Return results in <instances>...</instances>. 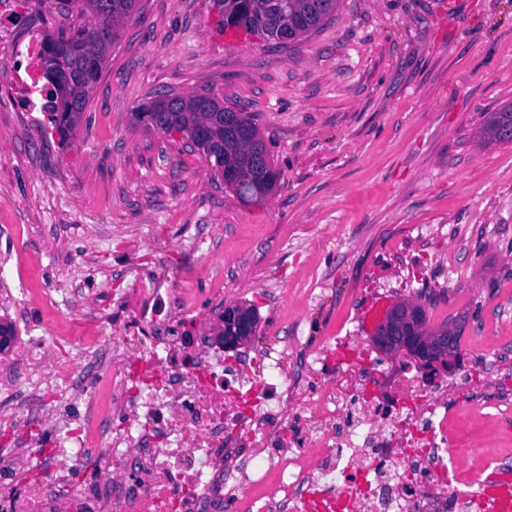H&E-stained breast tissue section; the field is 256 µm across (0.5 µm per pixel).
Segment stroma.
Returning a JSON list of instances; mask_svg holds the SVG:
<instances>
[{
  "instance_id": "stroma-1",
  "label": "stroma",
  "mask_w": 512,
  "mask_h": 512,
  "mask_svg": "<svg viewBox=\"0 0 512 512\" xmlns=\"http://www.w3.org/2000/svg\"><path fill=\"white\" fill-rule=\"evenodd\" d=\"M213 0H136L68 139L28 86L38 59L0 64V465L53 445L5 413L34 400L30 345L62 363L116 316L113 295L156 280L188 294L203 332L225 304L261 336L323 350L360 315L414 302L429 330L461 322L512 343V142L486 144L512 104V0H339L282 45L218 28ZM65 18L24 0L0 27L40 43ZM213 95L251 113L280 173L245 202L181 135L134 123L154 93ZM91 294L86 317L68 297Z\"/></svg>"
}]
</instances>
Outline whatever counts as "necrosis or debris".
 Returning <instances> with one entry per match:
<instances>
[{"instance_id":"4bbe7bcc","label":"necrosis or debris","mask_w":512,"mask_h":512,"mask_svg":"<svg viewBox=\"0 0 512 512\" xmlns=\"http://www.w3.org/2000/svg\"><path fill=\"white\" fill-rule=\"evenodd\" d=\"M122 320L65 367L36 358L31 375L65 378L78 421L39 400L14 420L37 419L60 439L32 476L13 459L0 512H490L477 492L448 487L460 443L488 447L485 408L461 399L497 372L472 353L454 375L402 350L340 336L343 358L323 351L290 362L289 345L258 340L229 353L223 336L191 332L194 310L178 288H132ZM336 376L314 387L323 367ZM97 393H89L88 378ZM95 474L80 481L78 462Z\"/></svg>"}]
</instances>
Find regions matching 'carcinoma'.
I'll return each mask as SVG.
<instances>
[{
    "label": "carcinoma",
    "mask_w": 512,
    "mask_h": 512,
    "mask_svg": "<svg viewBox=\"0 0 512 512\" xmlns=\"http://www.w3.org/2000/svg\"><path fill=\"white\" fill-rule=\"evenodd\" d=\"M67 2L78 5L79 12L93 17V22H83L67 33L46 35L38 53L40 75L46 89L43 112L63 139L74 131L86 110L92 88L135 0H107L112 35L106 39L99 34L103 24L98 15L100 0ZM337 3L338 0H216L222 30L239 29L285 43L316 29L336 11ZM167 97V93L153 96L140 107L137 120L168 136L179 132L189 138L199 128H205L206 139H196L193 145L207 158L214 174L235 171L245 179L246 186L236 189L239 198L252 201L274 192L279 173L272 160L261 167L253 164V150L258 149L263 154L268 150L248 113L226 107L209 95H178L176 99L180 104L176 108L167 103ZM483 131L496 142H511L512 104L491 113ZM394 310L399 321L417 329L429 343L396 340L392 345L403 346L424 360L429 355L437 359L448 355L458 358L457 330L445 325L436 333L427 332L425 312L415 303L400 304Z\"/></svg>",
    "instance_id": "1"
}]
</instances>
